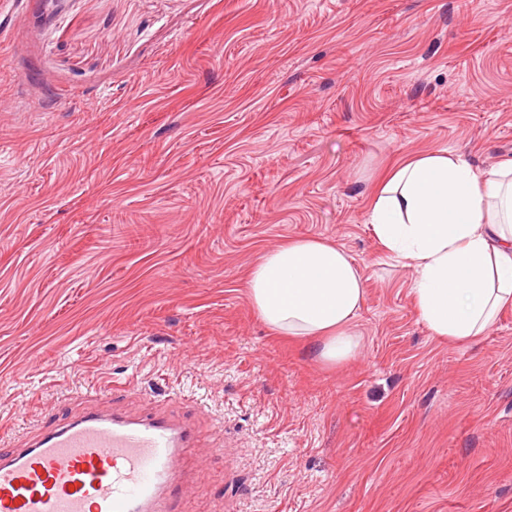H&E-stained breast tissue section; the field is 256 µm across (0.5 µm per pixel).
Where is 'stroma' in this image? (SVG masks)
<instances>
[{
  "instance_id": "obj_1",
  "label": "stroma",
  "mask_w": 512,
  "mask_h": 512,
  "mask_svg": "<svg viewBox=\"0 0 512 512\" xmlns=\"http://www.w3.org/2000/svg\"><path fill=\"white\" fill-rule=\"evenodd\" d=\"M44 10L0 22V441L168 410L200 432L182 512H512V309L434 338L368 221L404 157L512 160V0ZM301 236L364 273L335 365L247 297Z\"/></svg>"
}]
</instances>
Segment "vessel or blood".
Listing matches in <instances>:
<instances>
[{"label":"vessel or blood","instance_id":"b4317fda","mask_svg":"<svg viewBox=\"0 0 512 512\" xmlns=\"http://www.w3.org/2000/svg\"><path fill=\"white\" fill-rule=\"evenodd\" d=\"M197 440L182 418L88 410L0 448V512H176Z\"/></svg>","mask_w":512,"mask_h":512}]
</instances>
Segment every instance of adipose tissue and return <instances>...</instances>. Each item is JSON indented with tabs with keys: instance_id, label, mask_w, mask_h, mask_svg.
Returning <instances> with one entry per match:
<instances>
[{
	"instance_id": "1",
	"label": "adipose tissue",
	"mask_w": 512,
	"mask_h": 512,
	"mask_svg": "<svg viewBox=\"0 0 512 512\" xmlns=\"http://www.w3.org/2000/svg\"><path fill=\"white\" fill-rule=\"evenodd\" d=\"M370 224L385 258L411 270L432 336L475 340L512 307V162L482 173L444 151L401 161L372 198ZM247 288L278 335L314 341L329 364L355 354L364 274L342 247L289 239L252 266Z\"/></svg>"
}]
</instances>
